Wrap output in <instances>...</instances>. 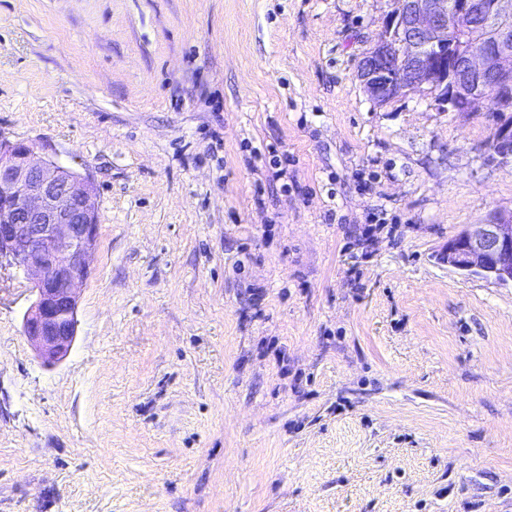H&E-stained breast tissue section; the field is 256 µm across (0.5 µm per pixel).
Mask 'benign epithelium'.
Masks as SVG:
<instances>
[{
	"label": "benign epithelium",
	"mask_w": 512,
	"mask_h": 512,
	"mask_svg": "<svg viewBox=\"0 0 512 512\" xmlns=\"http://www.w3.org/2000/svg\"><path fill=\"white\" fill-rule=\"evenodd\" d=\"M383 30L360 61L371 100L429 91L441 105L483 102L488 84L512 87V0H392ZM479 19L477 46L461 39ZM493 157L512 161V124L496 125ZM98 237L96 186L33 147L0 136V268L23 273L36 301L24 335L47 363L75 340L78 289L90 273ZM463 274L512 285V209L468 224L437 254Z\"/></svg>",
	"instance_id": "1"
}]
</instances>
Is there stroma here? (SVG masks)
<instances>
[{
	"label": "stroma",
	"mask_w": 512,
	"mask_h": 512,
	"mask_svg": "<svg viewBox=\"0 0 512 512\" xmlns=\"http://www.w3.org/2000/svg\"><path fill=\"white\" fill-rule=\"evenodd\" d=\"M391 8L0 0V136L99 220L57 365L0 269V512H512V286L436 259L512 165L487 108L367 96ZM493 158L501 163L512 162V124L497 123L492 140Z\"/></svg>",
	"instance_id": "obj_1"
}]
</instances>
